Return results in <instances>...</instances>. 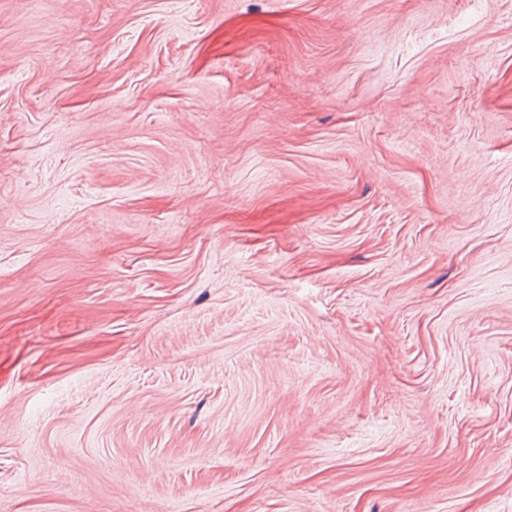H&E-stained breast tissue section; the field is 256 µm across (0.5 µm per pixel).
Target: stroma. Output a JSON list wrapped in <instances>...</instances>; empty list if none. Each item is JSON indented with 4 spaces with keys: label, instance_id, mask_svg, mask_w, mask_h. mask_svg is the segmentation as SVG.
I'll return each instance as SVG.
<instances>
[{
    "label": "stroma",
    "instance_id": "1",
    "mask_svg": "<svg viewBox=\"0 0 512 512\" xmlns=\"http://www.w3.org/2000/svg\"><path fill=\"white\" fill-rule=\"evenodd\" d=\"M0 512H512V0H0Z\"/></svg>",
    "mask_w": 512,
    "mask_h": 512
}]
</instances>
